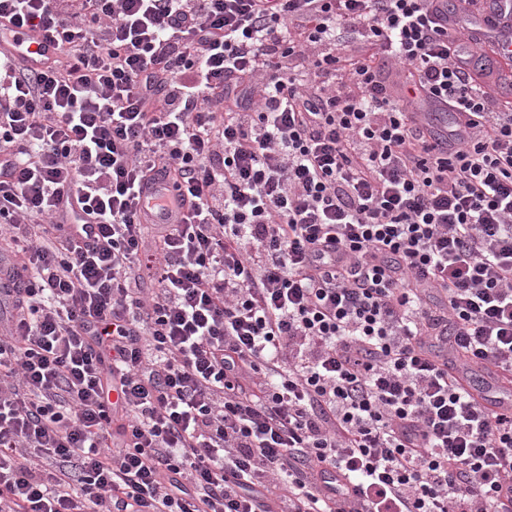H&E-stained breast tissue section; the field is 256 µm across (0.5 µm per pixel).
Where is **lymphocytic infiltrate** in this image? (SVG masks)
Here are the masks:
<instances>
[{
  "instance_id": "obj_1",
  "label": "lymphocytic infiltrate",
  "mask_w": 512,
  "mask_h": 512,
  "mask_svg": "<svg viewBox=\"0 0 512 512\" xmlns=\"http://www.w3.org/2000/svg\"><path fill=\"white\" fill-rule=\"evenodd\" d=\"M2 26L59 54L0 53V512H512V408L461 380L512 374V103L448 0ZM160 170L190 211L154 228ZM5 32L7 33L6 38L3 35V30H0V49L3 52L7 51V55L12 57L16 64L39 68L57 56L55 43L40 41L42 42L41 55H29L25 48L32 37L29 33L15 27Z\"/></svg>"
}]
</instances>
